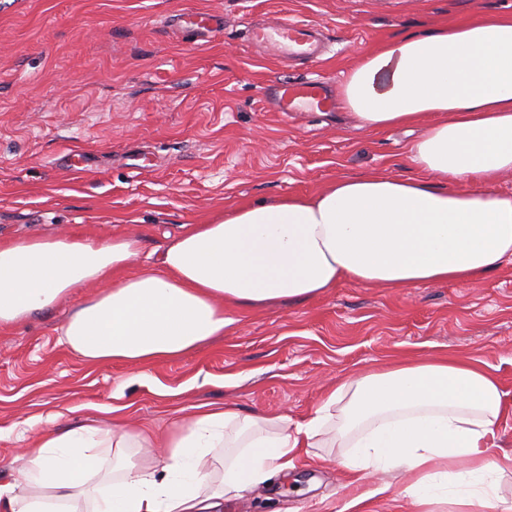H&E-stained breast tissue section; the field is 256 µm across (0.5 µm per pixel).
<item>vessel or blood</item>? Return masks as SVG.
Listing matches in <instances>:
<instances>
[{"label":"vessel or blood","mask_w":512,"mask_h":512,"mask_svg":"<svg viewBox=\"0 0 512 512\" xmlns=\"http://www.w3.org/2000/svg\"><path fill=\"white\" fill-rule=\"evenodd\" d=\"M180 28L212 32L223 25L221 16L208 11H190L179 14ZM252 42L276 48L286 57L302 59L317 56L321 47V32L313 24L302 20L284 19L273 26L259 25L250 30ZM276 111L330 112L334 106L327 89L316 79L284 85L273 93Z\"/></svg>","instance_id":"b4317fda"}]
</instances>
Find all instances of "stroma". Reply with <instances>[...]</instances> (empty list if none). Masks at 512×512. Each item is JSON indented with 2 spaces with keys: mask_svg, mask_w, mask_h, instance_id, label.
<instances>
[{
  "mask_svg": "<svg viewBox=\"0 0 512 512\" xmlns=\"http://www.w3.org/2000/svg\"><path fill=\"white\" fill-rule=\"evenodd\" d=\"M223 18L188 33L178 14ZM512 0H0V242L75 233L132 235L140 262L183 225L224 208L312 193L334 178L416 171L408 148L424 123L374 132L344 107L284 116L271 95L317 79L332 96L357 60L407 33ZM282 18L322 27L323 56L291 60L251 43L249 26ZM79 150L89 167L72 171ZM84 288L0 328V460L66 427L121 422L156 434L139 459L161 462L182 408L314 416L326 390L395 359L454 353L492 367L512 416V268L468 283L384 288L343 283L263 309H228L221 336L144 368L92 366L61 344ZM341 448H305L288 476L224 498V512H417L402 469L356 478ZM363 497L361 510L350 502Z\"/></svg>",
  "mask_w": 512,
  "mask_h": 512,
  "instance_id": "1",
  "label": "stroma"
}]
</instances>
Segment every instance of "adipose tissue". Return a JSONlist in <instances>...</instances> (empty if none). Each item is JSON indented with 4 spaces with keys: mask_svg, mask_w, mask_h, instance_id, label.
Instances as JSON below:
<instances>
[{
    "mask_svg": "<svg viewBox=\"0 0 512 512\" xmlns=\"http://www.w3.org/2000/svg\"><path fill=\"white\" fill-rule=\"evenodd\" d=\"M364 126L430 119L411 146L416 177H339L309 195L239 205L187 224L136 267L140 241L63 234L0 243V327L54 308L78 288L65 343L86 363L149 367L223 335L225 305L305 301L347 282L397 288L465 282L512 266V16L487 14L410 33L365 56L341 89ZM496 375L478 359L412 358L340 382L315 416L245 415L204 404L182 415L160 464H132L146 432L79 424L42 430L0 512H221L226 493L295 466L321 436L353 473L410 471L418 512H498L512 453L492 456L505 425ZM220 457L222 476L208 461Z\"/></svg>",
    "mask_w": 512,
    "mask_h": 512,
    "instance_id": "obj_1",
    "label": "adipose tissue"
}]
</instances>
